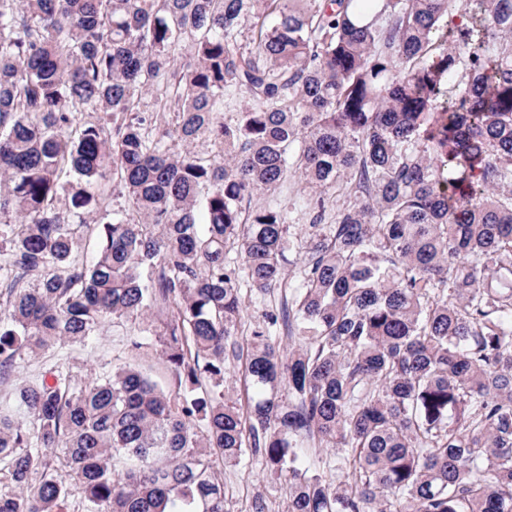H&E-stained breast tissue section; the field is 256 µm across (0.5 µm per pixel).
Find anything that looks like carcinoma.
<instances>
[{
    "label": "carcinoma",
    "instance_id": "obj_1",
    "mask_svg": "<svg viewBox=\"0 0 512 512\" xmlns=\"http://www.w3.org/2000/svg\"><path fill=\"white\" fill-rule=\"evenodd\" d=\"M245 285L288 297L243 343ZM0 286V374L158 313L177 384L21 385L0 512H225L248 456L286 512H512V0H0ZM307 193L299 190L297 183L291 182L274 193L262 196L260 203L270 206H281L291 212L293 223L289 229L291 243L290 250L286 251L287 273L291 276L295 275L302 265L304 258L303 250L298 248V244L307 239L312 224L311 215L306 208ZM341 453L340 448H304L305 460L332 480L336 479V463Z\"/></svg>",
    "mask_w": 512,
    "mask_h": 512
}]
</instances>
